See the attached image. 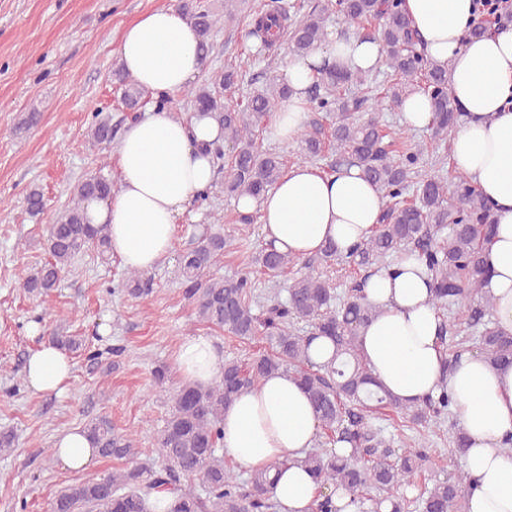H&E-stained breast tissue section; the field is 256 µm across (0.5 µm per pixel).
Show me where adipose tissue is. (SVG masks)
<instances>
[{"mask_svg":"<svg viewBox=\"0 0 512 512\" xmlns=\"http://www.w3.org/2000/svg\"><path fill=\"white\" fill-rule=\"evenodd\" d=\"M410 25L428 60L447 66L449 89L462 112L451 141L450 161L493 205L496 234L485 253L486 286L498 325L512 332V29L480 39L467 37L472 0H404ZM124 69L143 87L171 94L189 86L199 71L198 37L177 9L148 11L124 29L119 45ZM381 59L378 44L331 33L325 47L306 58H290L283 76L294 93L266 124L270 140L285 144L309 123L304 94L316 67L340 62L368 70ZM210 118L179 119L151 108L126 125L115 148L118 188L104 201L86 203L91 223L109 227L111 248L128 269L146 271L167 261L186 205L214 182L215 168L201 149L217 140ZM384 205L382 194L351 168L326 175L314 166H289L261 199L237 202L257 213L265 244L305 258L328 242L342 248L366 240ZM367 294L379 314L366 328L362 354L381 383L401 401L413 403L447 385L469 440L464 469L475 487L466 512H512V453L501 446L512 434V366L465 354L452 372L437 343L438 318L421 264L408 259L394 273L371 277ZM174 367L187 383L213 384L224 353L207 335L184 337ZM74 364L56 345L43 342L29 356L26 379L39 393H59ZM318 421L304 389L281 372L242 391L224 413L226 455L247 470H261L312 447ZM55 455L67 468H85L97 455L80 429L61 435ZM319 489L314 475L295 465L283 469L273 497L278 512H312Z\"/></svg>","mask_w":512,"mask_h":512,"instance_id":"1","label":"adipose tissue"}]
</instances>
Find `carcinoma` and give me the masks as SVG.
<instances>
[{"label":"carcinoma","mask_w":512,"mask_h":512,"mask_svg":"<svg viewBox=\"0 0 512 512\" xmlns=\"http://www.w3.org/2000/svg\"><path fill=\"white\" fill-rule=\"evenodd\" d=\"M243 4L245 0H224L221 18L206 0H179V10L198 36L200 67L208 65L217 25L235 23ZM402 4L403 0H319L304 11L288 0H268L265 10L256 15L249 35L263 48L274 46L285 36L294 55L307 56L325 40L326 22L333 14L345 25L342 34L351 33L381 47V64L390 71L384 91L373 87L372 71L342 63L318 67L307 88L316 108L336 113L334 168H360L362 176L386 199L380 224L368 240L347 253L331 242L304 259L273 249L260 250L254 263L268 277L297 269L287 299L269 298L261 306L249 274H209L231 245L221 226L193 241L180 254L177 273L185 295L194 302L197 318L241 340L259 336L266 344L265 351L246 362L224 360L219 380L208 387L184 383L178 388L156 439L164 460L160 468L136 462L138 449L132 435L116 430L108 418L87 422L83 431L99 449V456L125 459L129 464L60 490L49 502L48 512H148L146 501L159 487L176 493L170 512H277L269 470L254 471L248 480H240L224 462L221 440L224 410L238 393L285 371L294 374L305 388L320 428L314 446L298 459L320 483L315 512H336L333 497L342 491L351 496L357 512H362L368 501L386 506L389 512H465L470 487L465 472L443 478L424 476L430 469L426 442L396 448L373 422V413L388 410L411 428L435 426L453 404L447 389L413 404L401 402L382 387L360 351L362 330L377 315L366 301L367 281L406 254L423 263L431 276L432 301L448 368L474 350L492 365L512 364V334L498 328L493 299L484 291L488 278L485 250L494 225L491 204L462 173L455 174L450 183L424 175L422 145L396 150V140L382 130L380 113L371 107L372 102L383 100L397 107L411 93H424L432 108V122L426 131L435 154L446 149L448 134L459 122L460 111L448 88V67L424 57ZM113 79L130 118L137 119L140 103L149 91L120 67L113 71ZM237 82L238 72L227 68L209 76L207 83L192 92L194 111L217 122L224 141L234 149L227 156L222 145L209 147L217 170L224 171V194L233 199L260 196L281 177V156L258 149L254 136L261 120L291 94L288 83L274 76L264 89L237 107H226L219 91ZM90 136L96 143L111 140V118L96 112ZM301 144L310 158L323 151L316 131L304 132ZM112 190V182L103 175L91 176L74 188L71 204L49 226V260L22 276L20 288L47 296L80 255L91 249L102 257L109 253L108 225L88 223L84 202L106 198ZM25 203L33 216L47 207L44 193L36 187L26 193ZM316 265L353 266L357 279L339 292L323 274L315 272ZM124 291L133 297L146 296L151 293V279L141 271H130ZM319 338L332 346L331 357L323 364L311 356L312 344ZM337 443L348 446L350 454L337 455ZM190 476L199 477L200 485L184 483ZM420 476L423 483L416 486L413 498L389 494L414 484V478Z\"/></svg>","instance_id":"carcinoma-1"}]
</instances>
